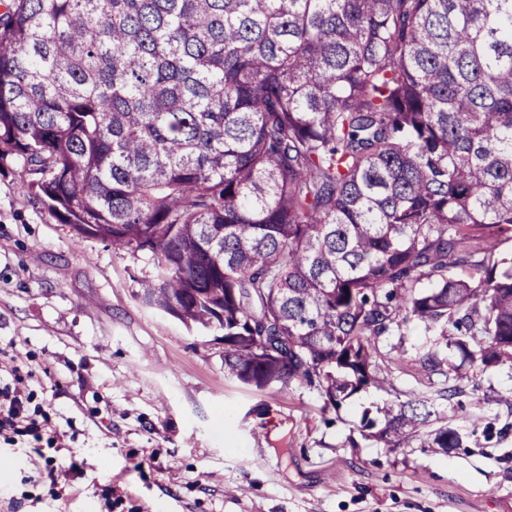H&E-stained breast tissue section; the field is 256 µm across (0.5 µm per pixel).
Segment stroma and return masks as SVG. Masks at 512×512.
<instances>
[{
    "mask_svg": "<svg viewBox=\"0 0 512 512\" xmlns=\"http://www.w3.org/2000/svg\"><path fill=\"white\" fill-rule=\"evenodd\" d=\"M151 272L147 256L74 243L0 173V348L46 372L30 388L63 436L59 448L0 442V512H512V368L448 353L467 377L455 424L477 418L492 436L377 445L361 435L364 410L426 394V377L403 367L338 410L311 386L242 385L216 332L141 303ZM45 465L70 479L23 483Z\"/></svg>",
    "mask_w": 512,
    "mask_h": 512,
    "instance_id": "stroma-1",
    "label": "stroma"
}]
</instances>
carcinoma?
Listing matches in <instances>:
<instances>
[{
  "label": "carcinoma",
  "mask_w": 512,
  "mask_h": 512,
  "mask_svg": "<svg viewBox=\"0 0 512 512\" xmlns=\"http://www.w3.org/2000/svg\"><path fill=\"white\" fill-rule=\"evenodd\" d=\"M8 164L74 243L149 255L139 298L247 386L339 409L411 322L452 411L443 348L512 368V0H0ZM378 413L368 440L467 446L424 396Z\"/></svg>",
  "instance_id": "obj_1"
}]
</instances>
